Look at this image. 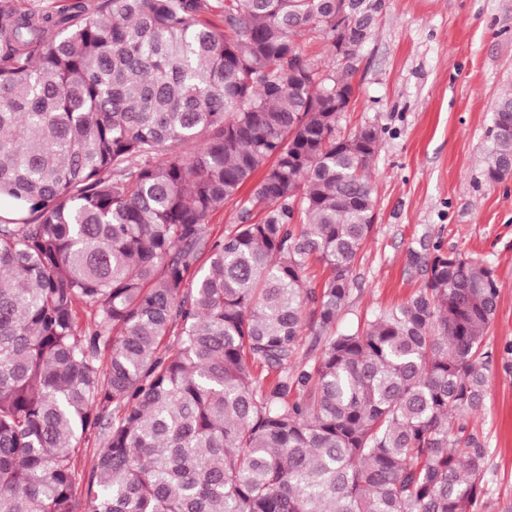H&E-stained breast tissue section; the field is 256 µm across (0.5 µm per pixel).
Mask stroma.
Here are the masks:
<instances>
[{"label":"stroma","instance_id":"stroma-1","mask_svg":"<svg viewBox=\"0 0 512 512\" xmlns=\"http://www.w3.org/2000/svg\"><path fill=\"white\" fill-rule=\"evenodd\" d=\"M358 58L356 97L338 132L367 124L381 132L371 169L377 221L336 328L405 303L423 285L422 258L434 247L492 268V360L471 425L487 448L483 512H512V175L483 177L494 108L512 88V0H382ZM249 195L242 188L209 215L211 237L243 214L260 220Z\"/></svg>","mask_w":512,"mask_h":512}]
</instances>
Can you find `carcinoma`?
Here are the masks:
<instances>
[{
    "label": "carcinoma",
    "instance_id": "cac0c4a2",
    "mask_svg": "<svg viewBox=\"0 0 512 512\" xmlns=\"http://www.w3.org/2000/svg\"><path fill=\"white\" fill-rule=\"evenodd\" d=\"M335 3L224 0L221 32L214 0H0V512H481L492 268L436 247L412 298L336 331L380 137L336 125L381 0L324 71L295 38L336 48ZM511 173L512 89L484 178ZM248 183L260 221L210 237ZM104 428H96L93 433L89 435V441L82 443L81 448H78L74 457L73 463L76 470L79 473L88 472L93 464V452L94 448H98L99 446V437L104 433Z\"/></svg>",
    "mask_w": 512,
    "mask_h": 512
}]
</instances>
